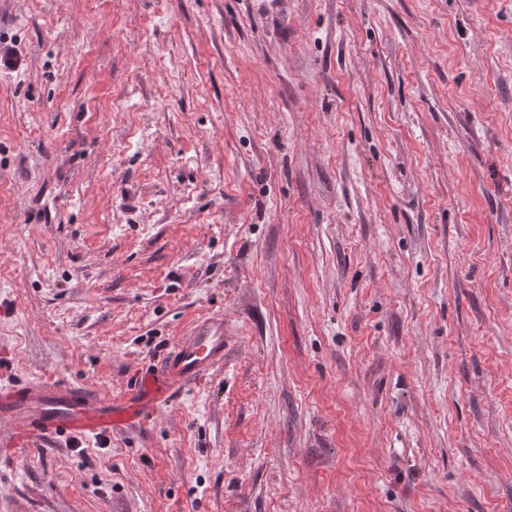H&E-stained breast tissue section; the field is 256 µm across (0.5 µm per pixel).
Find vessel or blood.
Returning <instances> with one entry per match:
<instances>
[{
    "instance_id": "b4317fda",
    "label": "vessel or blood",
    "mask_w": 512,
    "mask_h": 512,
    "mask_svg": "<svg viewBox=\"0 0 512 512\" xmlns=\"http://www.w3.org/2000/svg\"><path fill=\"white\" fill-rule=\"evenodd\" d=\"M224 318L198 321L189 335L174 342L157 371L142 375L118 401L81 385L41 379L0 393V420L11 424L7 447L24 448L38 436L95 435L132 427L151 414L175 386H187L223 367Z\"/></svg>"
}]
</instances>
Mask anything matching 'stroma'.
<instances>
[{
  "label": "stroma",
  "mask_w": 512,
  "mask_h": 512,
  "mask_svg": "<svg viewBox=\"0 0 512 512\" xmlns=\"http://www.w3.org/2000/svg\"><path fill=\"white\" fill-rule=\"evenodd\" d=\"M0 512H512V0H0ZM225 352L224 318L214 315L198 321L189 336L175 341L158 371L142 375L119 402L81 385L41 379L3 392L0 420L11 423L5 446L18 450L37 436H86L135 426L154 411L170 388L193 384L223 367Z\"/></svg>",
  "instance_id": "stroma-1"
}]
</instances>
